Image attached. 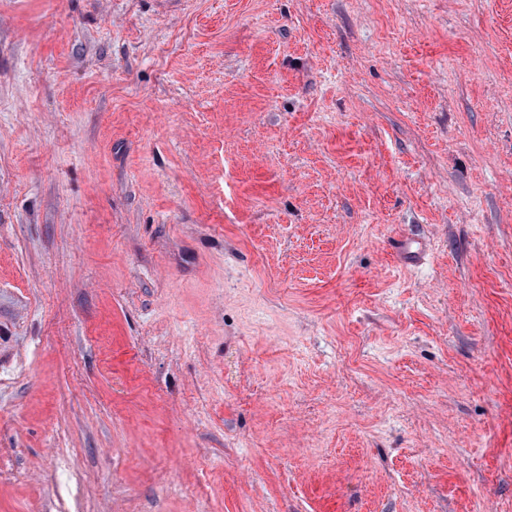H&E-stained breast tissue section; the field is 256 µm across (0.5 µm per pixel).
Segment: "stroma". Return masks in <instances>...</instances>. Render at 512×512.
I'll return each instance as SVG.
<instances>
[{"label":"stroma","instance_id":"35a3bbf8","mask_svg":"<svg viewBox=\"0 0 512 512\" xmlns=\"http://www.w3.org/2000/svg\"><path fill=\"white\" fill-rule=\"evenodd\" d=\"M0 512H512V0H0Z\"/></svg>","mask_w":512,"mask_h":512}]
</instances>
